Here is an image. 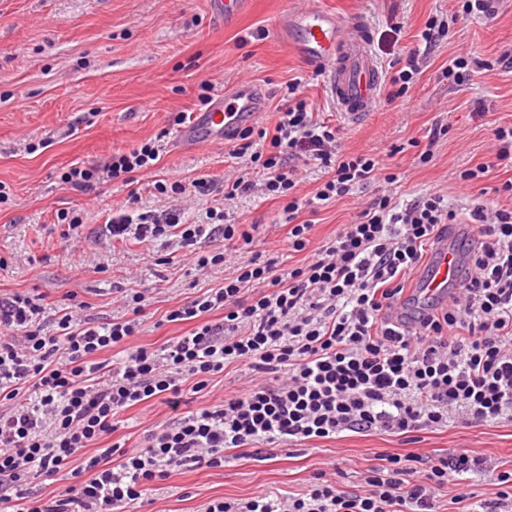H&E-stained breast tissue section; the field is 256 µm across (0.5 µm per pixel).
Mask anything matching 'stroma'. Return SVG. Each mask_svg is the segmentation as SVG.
<instances>
[{
  "label": "stroma",
  "instance_id": "obj_1",
  "mask_svg": "<svg viewBox=\"0 0 512 512\" xmlns=\"http://www.w3.org/2000/svg\"><path fill=\"white\" fill-rule=\"evenodd\" d=\"M309 2L249 0L241 17L220 26L209 15L208 0H0V184L8 193L0 203V291L40 292L52 301L74 293L106 322L118 312L117 289L132 287L149 299L133 345L157 346L181 334L182 324L163 323L166 311L192 300L200 287L223 283L234 263L198 282L190 264L168 261V248L105 237L106 221L128 209L126 188L107 183L85 194L58 178L70 164H98L157 136L166 144L161 159L137 176L142 208L199 221L206 206L226 204L240 223L259 225L254 251L287 268L303 262V254L288 246L278 202L253 196L225 201L222 179L237 167L226 150L215 143L177 146L174 118L199 111L206 82L216 90L242 81L260 84L268 93L271 127L286 82L300 80L319 118L339 126L346 151L376 154L399 174V200L437 192L460 209L479 198L481 184H463L459 174L492 158L495 125L512 122V71L496 63L503 46H512V0H490L495 17L489 21L459 17V0H318L343 18L364 22L386 77L396 60L418 50L416 36L428 18L449 23L447 35L421 52L408 104L400 108L379 98L353 123L341 115L319 74L273 30L282 10ZM459 55L473 60L469 80H439L442 67ZM437 124L446 125L448 134L433 147L429 163H418L412 143ZM202 177L215 181L210 195L191 189L161 195L153 188L159 179L189 183ZM382 190L376 183L324 206L314 217L312 246L352 223ZM62 211L82 214L81 235L97 241L81 260L71 257L61 236ZM169 417L165 405L149 401L127 412L116 436L135 446L145 429ZM448 448H468L487 464L512 466V421L469 424L452 411L446 427L420 431L415 443L383 431L344 432L269 460L236 456L218 469L172 473L151 486L154 508L139 512H204L211 500L245 499L261 489L298 494L318 470L360 492L376 455H435Z\"/></svg>",
  "mask_w": 512,
  "mask_h": 512
}]
</instances>
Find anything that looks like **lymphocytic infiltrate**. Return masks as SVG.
Listing matches in <instances>:
<instances>
[{
  "label": "lymphocytic infiltrate",
  "mask_w": 512,
  "mask_h": 512,
  "mask_svg": "<svg viewBox=\"0 0 512 512\" xmlns=\"http://www.w3.org/2000/svg\"><path fill=\"white\" fill-rule=\"evenodd\" d=\"M276 111L273 129L238 134L231 157L260 176L225 183L224 198L258 192L280 200L290 247L305 255L300 266L286 270L251 254L257 225L232 222L221 207H206L203 222L188 224L146 211L111 219L105 230L142 242L177 238L198 272L243 256L222 286L166 312V322L188 324L183 335L129 348L148 305L130 288L121 291V314L107 322L73 294L50 306L39 293L0 295V512H128L154 481L223 467L231 452L265 460L278 448L345 431L437 429L452 407L474 423L512 420V177L491 188L510 205L478 201L462 213L437 193L404 203L378 196L314 248L312 217L321 207L373 182L396 184L398 175L373 154L346 151L338 126L316 118L298 82L288 81ZM493 135L494 157L461 171L462 182L512 168V125ZM161 151L148 141L100 166L72 164L60 179L82 193L121 183L135 205L134 175L155 166ZM300 160L330 173L305 200L294 194ZM304 211L309 219H301ZM458 225L469 230L467 279L447 306L428 307L412 325L395 321L392 307L416 300L406 284L426 246ZM111 351L116 361H102ZM233 364L253 373L244 392L146 429L135 447L113 441L129 408L156 399L178 409ZM482 469L496 492L473 503L459 493L467 512H512V469H484L466 448L380 455L361 493L318 471L303 493L215 499L206 512H436L440 488ZM34 476L63 489L27 492Z\"/></svg>",
  "instance_id": "1"
}]
</instances>
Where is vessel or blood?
Returning <instances> with one entry per match:
<instances>
[{
  "label": "vessel or blood",
  "mask_w": 512,
  "mask_h": 512,
  "mask_svg": "<svg viewBox=\"0 0 512 512\" xmlns=\"http://www.w3.org/2000/svg\"><path fill=\"white\" fill-rule=\"evenodd\" d=\"M247 4L248 0H209L211 15L220 24L241 15ZM273 28L297 57L320 69L345 117L352 120L373 109L382 76L368 51L361 21L347 22L332 10L314 6L286 10L274 19ZM265 107L262 88L239 84L219 90L205 110L177 131L175 140L182 146L229 142L255 123ZM464 271L461 254L447 241L438 242L429 263L416 276L418 298L437 306L447 304Z\"/></svg>",
  "instance_id": "b4317fda"
}]
</instances>
